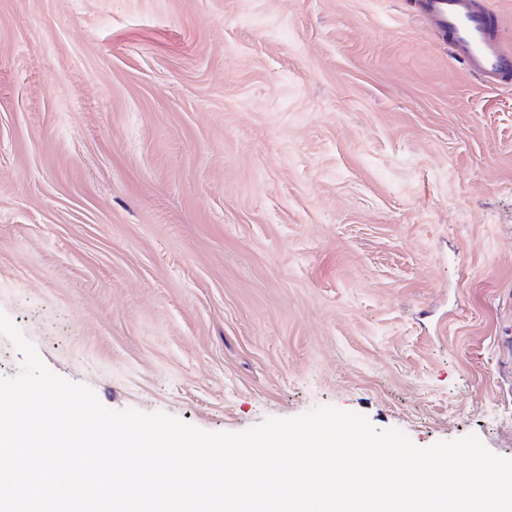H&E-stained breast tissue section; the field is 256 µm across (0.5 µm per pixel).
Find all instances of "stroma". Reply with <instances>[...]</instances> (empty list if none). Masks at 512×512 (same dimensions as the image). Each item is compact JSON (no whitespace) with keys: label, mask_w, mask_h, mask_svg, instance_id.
<instances>
[{"label":"stroma","mask_w":512,"mask_h":512,"mask_svg":"<svg viewBox=\"0 0 512 512\" xmlns=\"http://www.w3.org/2000/svg\"><path fill=\"white\" fill-rule=\"evenodd\" d=\"M0 312L111 410L512 459V78L420 0H0Z\"/></svg>","instance_id":"1"}]
</instances>
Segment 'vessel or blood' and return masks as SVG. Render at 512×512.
<instances>
[{
    "label": "vessel or blood",
    "mask_w": 512,
    "mask_h": 512,
    "mask_svg": "<svg viewBox=\"0 0 512 512\" xmlns=\"http://www.w3.org/2000/svg\"><path fill=\"white\" fill-rule=\"evenodd\" d=\"M422 13L484 85L495 86L512 71V53L491 36L496 18L478 0H424Z\"/></svg>",
    "instance_id": "obj_1"
}]
</instances>
